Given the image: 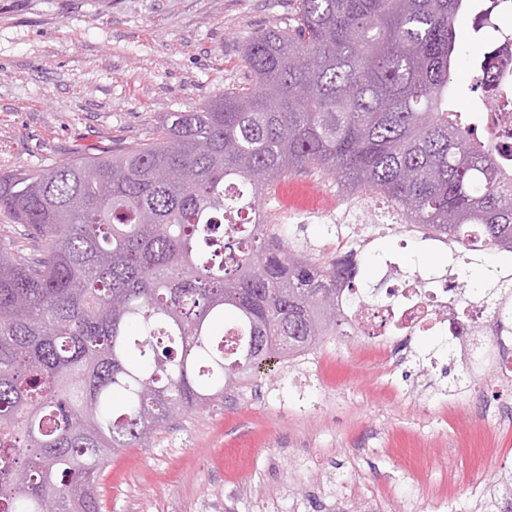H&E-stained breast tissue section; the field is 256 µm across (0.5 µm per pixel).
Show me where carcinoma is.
Segmentation results:
<instances>
[{"mask_svg": "<svg viewBox=\"0 0 512 512\" xmlns=\"http://www.w3.org/2000/svg\"><path fill=\"white\" fill-rule=\"evenodd\" d=\"M471 0H298L246 44L251 84L149 143L0 176V512H100L98 474L175 414L287 361L373 293L285 244L270 187L301 169L464 250L512 252V172L452 109ZM465 297L512 325V276ZM0 239L5 242L14 241L16 245H23L21 248H39L41 250V242L34 241L28 236H24V228L20 224H12L6 218L0 216ZM34 245L36 247H34ZM38 246V247H37Z\"/></svg>", "mask_w": 512, "mask_h": 512, "instance_id": "1", "label": "carcinoma"}]
</instances>
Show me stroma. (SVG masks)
Segmentation results:
<instances>
[{
	"mask_svg": "<svg viewBox=\"0 0 512 512\" xmlns=\"http://www.w3.org/2000/svg\"><path fill=\"white\" fill-rule=\"evenodd\" d=\"M296 0H0V174L149 142L184 112L251 78L249 37L287 29ZM357 213L359 285L384 298L381 257L407 275L445 258L422 229ZM288 243L335 258L323 220L293 219ZM318 366L260 372L221 401L172 418L147 448L100 471L101 512H498L512 473V386L484 366L455 389L445 332L411 337L387 364L381 339L326 336Z\"/></svg>",
	"mask_w": 512,
	"mask_h": 512,
	"instance_id": "obj_1",
	"label": "stroma"
}]
</instances>
